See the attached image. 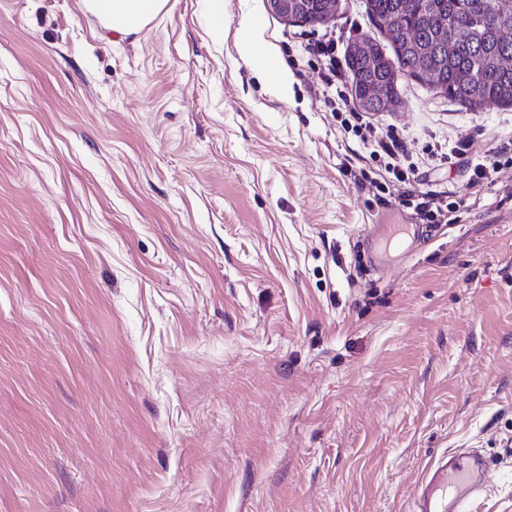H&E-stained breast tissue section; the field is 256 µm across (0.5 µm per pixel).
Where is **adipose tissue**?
I'll list each match as a JSON object with an SVG mask.
<instances>
[{"instance_id":"1","label":"adipose tissue","mask_w":512,"mask_h":512,"mask_svg":"<svg viewBox=\"0 0 512 512\" xmlns=\"http://www.w3.org/2000/svg\"><path fill=\"white\" fill-rule=\"evenodd\" d=\"M168 0H83L85 9L97 17L104 35H127L146 26L161 14Z\"/></svg>"}]
</instances>
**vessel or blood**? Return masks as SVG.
<instances>
[{
	"mask_svg": "<svg viewBox=\"0 0 512 512\" xmlns=\"http://www.w3.org/2000/svg\"><path fill=\"white\" fill-rule=\"evenodd\" d=\"M490 470V461L477 453L440 455L417 482L409 512H464L485 491Z\"/></svg>",
	"mask_w": 512,
	"mask_h": 512,
	"instance_id": "obj_1",
	"label": "vessel or blood"
}]
</instances>
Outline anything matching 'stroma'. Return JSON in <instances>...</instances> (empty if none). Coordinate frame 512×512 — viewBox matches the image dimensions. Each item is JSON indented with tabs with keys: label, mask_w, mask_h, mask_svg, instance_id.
I'll use <instances>...</instances> for the list:
<instances>
[{
	"label": "stroma",
	"mask_w": 512,
	"mask_h": 512,
	"mask_svg": "<svg viewBox=\"0 0 512 512\" xmlns=\"http://www.w3.org/2000/svg\"><path fill=\"white\" fill-rule=\"evenodd\" d=\"M267 0H169L104 39L82 0H0V512H408L441 454L492 463L470 512H512V107L409 75L392 112L420 190L455 208L379 269L387 175L300 47L380 39ZM288 73L237 53L246 17ZM352 174H345V167ZM468 145L455 146L451 155L458 159V163L465 164L468 169V189L481 187L486 181L492 179L494 174L512 166V142L502 143L497 146L489 159H469Z\"/></svg>",
	"instance_id": "35a3bbf8"
}]
</instances>
